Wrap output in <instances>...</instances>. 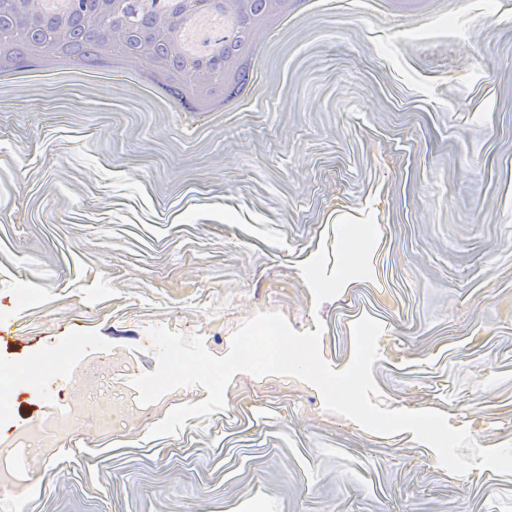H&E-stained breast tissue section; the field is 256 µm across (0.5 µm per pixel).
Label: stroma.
Masks as SVG:
<instances>
[{"mask_svg": "<svg viewBox=\"0 0 512 512\" xmlns=\"http://www.w3.org/2000/svg\"><path fill=\"white\" fill-rule=\"evenodd\" d=\"M506 0H439L389 23L378 0L308 6L266 66L198 116L147 70L124 86L38 75L0 81V268L36 281L15 311L0 280V404L22 424L82 396L68 451L23 441L0 469L19 512H500L512 475L455 477L412 432L331 426L299 398L231 378L225 409L172 435L88 434L98 400L131 378L74 359L157 365L147 334L205 335L224 301L244 323L280 311L315 330L337 371L351 330L391 332L373 365L392 408L434 409L477 444H512V18ZM373 238L347 278L348 234ZM336 290L307 280L314 261ZM50 362L40 391L13 382Z\"/></svg>", "mask_w": 512, "mask_h": 512, "instance_id": "obj_1", "label": "stroma"}]
</instances>
